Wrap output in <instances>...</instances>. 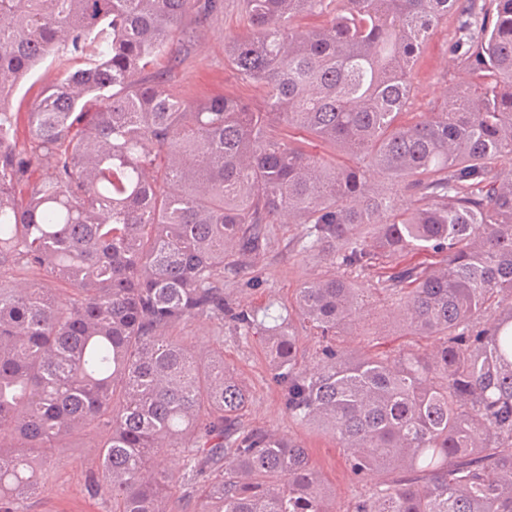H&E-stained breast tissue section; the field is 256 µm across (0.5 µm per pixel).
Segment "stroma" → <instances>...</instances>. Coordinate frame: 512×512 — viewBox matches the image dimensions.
Masks as SVG:
<instances>
[{"instance_id":"1","label":"stroma","mask_w":512,"mask_h":512,"mask_svg":"<svg viewBox=\"0 0 512 512\" xmlns=\"http://www.w3.org/2000/svg\"><path fill=\"white\" fill-rule=\"evenodd\" d=\"M247 25L241 0H223L220 11L211 15L191 42L187 43L185 64L172 66L162 59L159 70L170 71L173 83L186 89L190 98L204 100L220 95H234L260 101L259 85L244 83L224 62V40ZM455 19L440 24L430 35L425 50L414 68V95L400 116L408 123L420 113L441 108L448 88L454 83H473L468 72L458 68L450 49ZM302 227L298 224H272L268 227V245L253 258L242 274L224 281V292L241 305L253 310L268 303L293 308L297 288L333 267L326 253L300 250L298 240ZM355 287L365 289L369 305L363 316L337 337L338 345L356 356L396 352L403 348L425 353L435 340L429 336H413L402 322L393 319L391 301L377 287L376 276L355 279ZM198 355H206L215 347H223L224 362L246 383L251 398L243 417L246 426L289 435L304 443L328 491L343 508L365 487L346 462V454L338 448L332 433L304 425L288 416L281 400V390L270 375L269 358L258 337L241 339L231 328L211 322H195L178 328ZM98 438L87 434L72 447L61 449L57 457L55 477L48 490L28 499L27 512H110L111 502L104 497L91 499L84 494L87 474L96 466Z\"/></svg>"}]
</instances>
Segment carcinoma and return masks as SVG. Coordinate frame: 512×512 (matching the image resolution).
I'll list each match as a JSON object with an SVG mask.
<instances>
[{
  "instance_id": "1",
  "label": "carcinoma",
  "mask_w": 512,
  "mask_h": 512,
  "mask_svg": "<svg viewBox=\"0 0 512 512\" xmlns=\"http://www.w3.org/2000/svg\"><path fill=\"white\" fill-rule=\"evenodd\" d=\"M220 7L0 0V512H24L88 433L87 491L111 512H172L161 448L181 459L191 512H512V173L497 165L512 154V0H243L224 59L261 104L143 78ZM314 13L326 24L298 30ZM450 14L457 64L480 81L399 124ZM44 63L56 76L20 140L8 102ZM283 123L356 165L278 138ZM285 219L344 276L298 289L293 315L236 305L224 274ZM410 252L436 261L381 271ZM373 273L412 335L439 338L431 354L338 349L364 307L349 275ZM295 317L316 330L312 366ZM199 320L263 337L288 416L331 429L361 479L399 477L337 508L306 446L243 426L250 393L224 352L200 361L173 335Z\"/></svg>"
}]
</instances>
